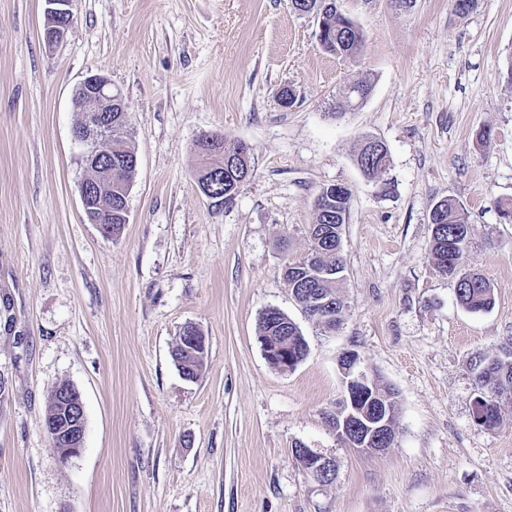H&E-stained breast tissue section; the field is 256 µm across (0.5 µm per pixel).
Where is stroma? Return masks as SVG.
<instances>
[{"mask_svg":"<svg viewBox=\"0 0 512 512\" xmlns=\"http://www.w3.org/2000/svg\"><path fill=\"white\" fill-rule=\"evenodd\" d=\"M337 4L365 33L357 59L324 52L291 0H73L52 44L45 0H0V512H512V399L500 427L477 426L470 371L512 349V0L465 16L453 0ZM91 74L128 104L138 158L110 239L83 210L73 139ZM362 79L368 99L337 114ZM204 133L249 147L230 201L197 183ZM368 137L390 160L372 180L356 161ZM336 183L352 199L332 332L283 267L307 256L315 197ZM448 197L474 227L467 266L491 283L488 311L460 306L429 254V212ZM271 308L308 343L290 371L258 340ZM188 324L208 343L194 380L172 358ZM346 349L397 394L385 452L348 448L330 422ZM63 381L86 416L66 462L43 428ZM299 443L334 458L333 483L303 470Z\"/></svg>","mask_w":512,"mask_h":512,"instance_id":"35a3bbf8","label":"stroma"}]
</instances>
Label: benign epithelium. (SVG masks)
Wrapping results in <instances>:
<instances>
[{
    "instance_id": "1",
    "label": "benign epithelium",
    "mask_w": 512,
    "mask_h": 512,
    "mask_svg": "<svg viewBox=\"0 0 512 512\" xmlns=\"http://www.w3.org/2000/svg\"><path fill=\"white\" fill-rule=\"evenodd\" d=\"M45 39L49 43L60 40L73 22L71 5L73 0H45ZM83 119L73 129L74 140L83 148L82 161L92 176L80 186V197L84 211L91 223L97 224L98 211L103 209L101 186L112 181V107L126 111L125 102L119 92L112 90L104 77L92 74L79 85ZM262 351L268 363L279 370L296 367L295 351L288 347V340L273 336L262 338ZM340 358L345 398L336 410L333 428L336 435L347 439L357 450L376 454L386 450L396 438V429L389 426L383 407L370 410L373 396L370 394V366L354 349L343 351ZM58 399L63 408L65 426L55 434V452L68 457L80 452L83 446L86 422L81 394L72 385L57 388ZM292 455L303 460L306 472L320 483L335 479V460L302 444L292 448Z\"/></svg>"
}]
</instances>
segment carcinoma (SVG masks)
I'll return each instance as SVG.
<instances>
[{"label":"carcinoma","instance_id":"cac0c4a2","mask_svg":"<svg viewBox=\"0 0 512 512\" xmlns=\"http://www.w3.org/2000/svg\"><path fill=\"white\" fill-rule=\"evenodd\" d=\"M327 4L322 16V49L337 57H358L364 45L360 27L338 10L336 0H325ZM199 158L197 173L212 168L229 176L249 168V157L239 150V144L224 145L221 153L196 151ZM135 156L129 142L127 121L112 126V235L120 233L127 223L125 211L127 193L136 175L137 168L130 164ZM359 157L366 159L369 174L376 176L386 172L388 154L360 149ZM351 196L336 194L334 188H321L314 201L316 218L308 227L311 242L310 252L302 260L288 264L285 279L292 294L308 316L326 323L334 330L342 322L345 302L338 288L343 280L345 263L341 255V235L349 215ZM431 228L430 254L437 260L444 276L456 281L455 294L460 305L471 312L489 310L494 302L489 281L480 273L465 269L467 254L474 235L473 225L467 222L464 209L453 198L444 200L441 218L429 215ZM317 292L332 300L337 317L326 319L317 314V308L309 302V293ZM288 336V344L298 352L308 350V345L297 324L287 315L275 309L266 310L259 322V336ZM477 392L487 396L485 404V427L492 429L502 423L499 398L512 392V350L500 355H478L472 363ZM375 392L389 403V423L396 420V392L389 386L373 381Z\"/></svg>","mask_w":512,"mask_h":512}]
</instances>
